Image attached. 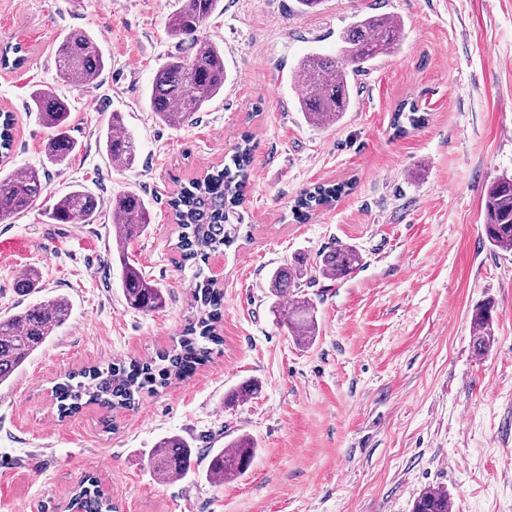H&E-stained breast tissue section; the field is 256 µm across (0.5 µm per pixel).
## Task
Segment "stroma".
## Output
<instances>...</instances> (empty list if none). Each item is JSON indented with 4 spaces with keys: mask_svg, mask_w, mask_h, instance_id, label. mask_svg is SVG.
I'll return each instance as SVG.
<instances>
[{
    "mask_svg": "<svg viewBox=\"0 0 512 512\" xmlns=\"http://www.w3.org/2000/svg\"><path fill=\"white\" fill-rule=\"evenodd\" d=\"M175 4L0 0V48L25 41L24 61L0 68V109L15 117L0 172L41 166L48 131L27 102L48 86L68 98L80 149L50 168L46 195L80 184L101 203L92 224H48L38 206L0 223V314L23 307L13 286L31 267L42 297L73 304L0 387V512H64L87 474L119 512H411L427 488L447 490L452 512H512V251H490L482 231L486 185L512 173V0H326L307 14L296 0H222L205 33L224 49V92L179 128L146 103L157 69L189 53L166 31ZM369 13L403 19L399 50L354 76L335 126H308L292 84L298 62L334 56L339 33ZM73 30L107 58L78 90L58 84L54 57ZM404 103L426 122L400 133L392 120ZM116 112L139 144L127 170L98 144ZM245 134L247 197L228 216L240 232L205 267L224 291L222 345L133 411L90 405L60 417L53 387L68 374L154 358L178 341L195 310L169 201L223 169ZM325 182L346 189L296 222L297 197ZM126 192L150 204L151 226L128 256L166 288L159 313L127 307L106 263L110 206ZM340 245L360 248L366 265L309 288L319 334L299 347L269 311V273ZM487 301L495 343L479 357L470 316ZM247 379L261 392L225 408V392ZM243 433L257 453L236 481L161 483L149 467L163 437L221 448Z\"/></svg>",
    "mask_w": 512,
    "mask_h": 512,
    "instance_id": "stroma-1",
    "label": "stroma"
}]
</instances>
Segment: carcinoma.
Segmentation results:
<instances>
[{"label": "carcinoma", "mask_w": 512, "mask_h": 512, "mask_svg": "<svg viewBox=\"0 0 512 512\" xmlns=\"http://www.w3.org/2000/svg\"><path fill=\"white\" fill-rule=\"evenodd\" d=\"M221 0H180L179 7L166 19L170 37L190 45L185 57L172 56L154 75L147 97L148 109L166 125L178 128L193 121L217 96L224 93L227 72L224 48L201 35ZM403 22L389 14H365L339 35V55L327 57L309 53L300 61L293 84L299 110L314 128L336 125L351 105V77L365 66L396 52L402 40ZM57 78L73 89L94 83L104 72L107 60L83 31L68 33L56 46ZM28 111L38 114L50 130L45 145L46 163L41 169L0 175V222L23 216L44 196L46 165L61 167L78 149L71 136V111L67 100L52 89L35 88L29 93ZM395 127H418L424 116L411 106H400L393 118ZM99 143L112 165L132 167L139 146L121 113L112 119L99 136ZM253 148L245 136L231 157V164L208 173L183 187L170 201L180 228L177 249L181 263L192 269V298L196 313L179 341V347L164 351L158 360L114 362L107 367L93 366L70 374L56 387L58 410L70 417L86 404L112 411H130L140 395L163 388L185 374L189 362L205 361L211 344H220L217 324L223 316L224 295L206 276L202 264L209 255L224 248L236 235L237 226L224 223L226 213L239 206L249 178ZM344 190L338 183L319 184L300 194L294 213L305 216L313 209L333 201ZM483 232L496 250H512V176L496 178L484 195ZM96 197L80 184L69 186L44 217L50 224H71L76 220L92 224L98 215ZM113 234L110 265L120 268V286L127 306L141 312H158L166 306V289L146 279L129 262L128 246L144 235L150 209L144 198L126 192L112 200ZM365 260L353 245H342L316 256L307 267L298 258L275 267L268 278L271 313L278 324L288 329L299 346L313 343L318 333L315 304L305 289L312 287L315 275L341 280L362 269ZM40 272L30 269L15 283L14 292L28 298L41 291ZM73 306L68 298L56 296L36 300L21 310L0 316V386L9 383L24 364L39 351L50 336L71 318ZM493 305L482 303L472 312V348L481 357L495 341ZM259 392V384L248 379L224 394V406L232 408ZM256 454L253 439L246 434L233 438L225 448L199 450L178 435L162 438L150 456L157 481L197 472L211 484L221 486L242 477ZM451 501L443 489H425L415 499L412 512H449ZM65 512H118L112 499L100 489L98 480L86 476L72 491Z\"/></svg>", "instance_id": "carcinoma-1"}]
</instances>
